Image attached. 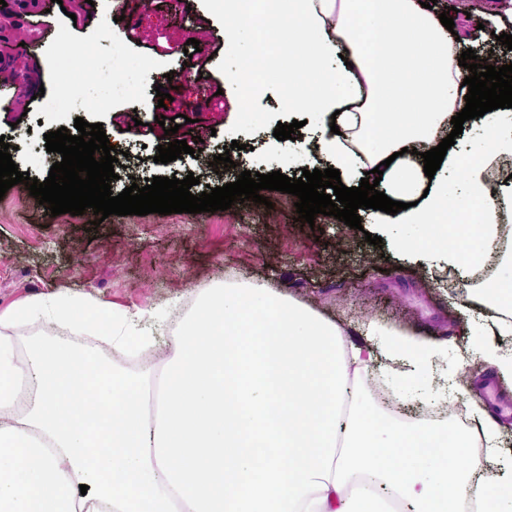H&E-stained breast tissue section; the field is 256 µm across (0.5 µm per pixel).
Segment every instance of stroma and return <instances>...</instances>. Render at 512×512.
<instances>
[{"instance_id":"stroma-1","label":"stroma","mask_w":512,"mask_h":512,"mask_svg":"<svg viewBox=\"0 0 512 512\" xmlns=\"http://www.w3.org/2000/svg\"><path fill=\"white\" fill-rule=\"evenodd\" d=\"M483 10V30H475L464 11ZM71 0H52L49 11L34 16L20 44L10 45L24 67L16 83L0 88V136L13 146L21 172L48 177L61 156L47 152L44 136L73 128L71 112L43 111L28 84L43 78L48 97L60 89L81 88L91 101L83 118L102 124L116 149L127 152L142 177L199 176L192 194L205 186L236 181L241 171L285 175L301 164L275 150L277 123H291L282 104L280 75L267 68L259 93L226 84L224 71L249 48L246 36L224 38L226 21L209 0H87L78 20L66 11ZM452 12L457 51L474 50L493 60L511 53L494 34L512 12V0H435L432 15ZM200 50L184 52L188 39ZM194 62L202 83L180 78ZM170 89L172 102L158 107L155 86ZM258 122L241 126L244 111ZM188 117L177 139L200 144V153L155 163L158 146L168 144L156 116ZM241 143L239 164L214 172L211 161L231 142ZM268 204L250 200L224 211L201 214L112 215L93 226L92 212L51 216L47 205L30 196L24 184L0 199V312L27 299H94L114 311L149 318L166 305L190 313L212 288L259 282L324 316L341 319L345 329L376 320L412 333L448 339V367L462 370L464 392L449 404H466L497 380L493 369L473 352L474 339L461 305L481 282L462 283L445 267L383 253L365 233L331 216L317 215L314 226L298 223L295 198L268 192Z\"/></svg>"}]
</instances>
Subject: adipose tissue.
I'll use <instances>...</instances> for the list:
<instances>
[{
	"label": "adipose tissue",
	"mask_w": 512,
	"mask_h": 512,
	"mask_svg": "<svg viewBox=\"0 0 512 512\" xmlns=\"http://www.w3.org/2000/svg\"><path fill=\"white\" fill-rule=\"evenodd\" d=\"M233 18L229 38L252 47L230 73L249 85L274 52L284 65L289 111L335 116L318 147L281 151L302 165L329 161L344 185L383 166L381 185L406 203L394 253L444 261L467 274L484 263L512 221V197L493 193L488 165L512 155L501 110L480 117L484 138L468 155L449 148L442 174L426 177L423 152L437 147L465 107L468 71L447 29L421 0H210ZM460 179L450 178V171ZM500 251V250H499ZM503 253V252H502ZM501 271L471 297V322L503 311L480 357L512 379V249ZM41 318L92 326L113 358L38 337L25 363L6 325ZM346 338L327 318L262 283L214 288L178 321L160 371L134 374L123 354L154 359V332L94 300H25L0 313V512H512V455L501 421L472 405L477 431L441 422L404 428L359 386L374 365H401V387L447 399L433 371L448 340L376 321ZM485 452L474 455V438Z\"/></svg>",
	"instance_id": "ef3b65f1"
}]
</instances>
